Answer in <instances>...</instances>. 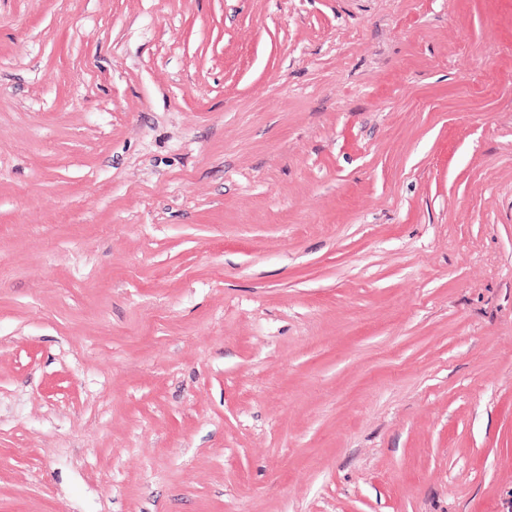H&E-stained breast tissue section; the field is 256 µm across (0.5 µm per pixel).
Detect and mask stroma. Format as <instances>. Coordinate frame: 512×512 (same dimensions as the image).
Returning a JSON list of instances; mask_svg holds the SVG:
<instances>
[{"label":"stroma","instance_id":"stroma-1","mask_svg":"<svg viewBox=\"0 0 512 512\" xmlns=\"http://www.w3.org/2000/svg\"><path fill=\"white\" fill-rule=\"evenodd\" d=\"M0 512H512V0H0Z\"/></svg>","mask_w":512,"mask_h":512}]
</instances>
